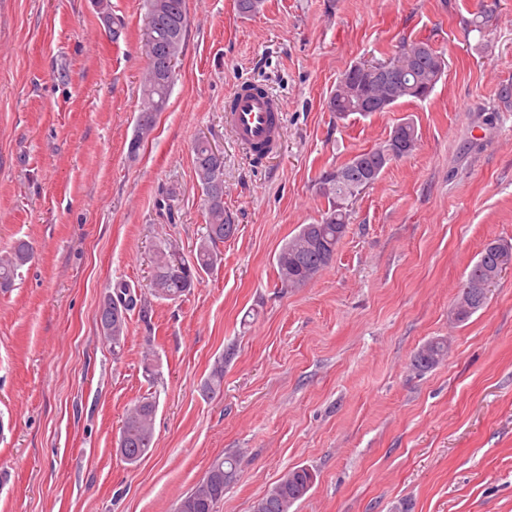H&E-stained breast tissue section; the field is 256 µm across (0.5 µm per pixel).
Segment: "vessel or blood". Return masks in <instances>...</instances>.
<instances>
[{"mask_svg":"<svg viewBox=\"0 0 512 512\" xmlns=\"http://www.w3.org/2000/svg\"><path fill=\"white\" fill-rule=\"evenodd\" d=\"M283 117L279 100L257 85L237 86L224 104V122L246 148L275 152L281 141Z\"/></svg>","mask_w":512,"mask_h":512,"instance_id":"1","label":"vessel or blood"}]
</instances>
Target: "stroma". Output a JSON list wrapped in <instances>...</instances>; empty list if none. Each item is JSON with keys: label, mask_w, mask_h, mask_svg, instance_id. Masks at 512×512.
Masks as SVG:
<instances>
[{"label": "stroma", "mask_w": 512, "mask_h": 512, "mask_svg": "<svg viewBox=\"0 0 512 512\" xmlns=\"http://www.w3.org/2000/svg\"><path fill=\"white\" fill-rule=\"evenodd\" d=\"M110 3L117 39L96 0H0V253L33 247L0 289V512H174L225 453L239 476L217 512H252L294 466L315 475L295 512H512V269L468 321L450 314L484 244L512 242V0H266L252 17L188 0L169 106L134 155L145 9ZM406 41L448 62L427 99L330 112L346 69ZM242 81L283 101L281 147L260 164L224 127ZM406 121L417 149L353 201L333 262L281 287V246L329 207L320 174ZM200 138L224 156L237 231L190 293L131 317L113 359L108 285L150 293L156 244L188 253L205 231ZM169 189L173 224L157 212ZM435 338L447 359L415 369ZM229 349L223 393L204 396ZM145 397L154 444L131 465L119 427Z\"/></svg>", "instance_id": "1"}]
</instances>
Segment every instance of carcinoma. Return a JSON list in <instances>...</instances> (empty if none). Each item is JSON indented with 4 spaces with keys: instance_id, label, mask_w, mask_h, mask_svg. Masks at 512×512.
I'll use <instances>...</instances> for the list:
<instances>
[{
    "instance_id": "cac0c4a2",
    "label": "carcinoma",
    "mask_w": 512,
    "mask_h": 512,
    "mask_svg": "<svg viewBox=\"0 0 512 512\" xmlns=\"http://www.w3.org/2000/svg\"><path fill=\"white\" fill-rule=\"evenodd\" d=\"M101 14L112 29V39H119L124 22L112 15L109 0H97ZM145 23L140 33L142 52L147 59V71L141 84L139 114L136 135L131 142L130 153H135L143 141L152 134L156 118L166 110L171 90L156 79L168 61V55L180 56L185 45L188 28L187 0H145ZM395 61L400 70L382 78L371 79L365 74L349 78L344 72L338 80V89L330 97V111L343 118L356 112L377 111V100L383 89L390 88L389 100L382 111L387 112L402 101L422 100L436 88L446 72V60L428 43L419 41L401 49ZM351 82H346V79ZM400 132L405 154H411L418 145V133L414 124L403 122L395 127ZM390 145H381L361 152L339 166L344 175L339 181L321 177L320 191L328 199L329 208L321 221L303 224L288 239L277 255L278 280L284 288H300L311 281L334 260L339 243L346 234L350 220L347 209L338 203L347 196L354 199L362 193L360 183L373 176L378 180L385 166L380 164V153ZM194 169L198 185L204 195L207 214L206 233L200 238L192 256L187 257L173 243L159 242L154 256L153 287L155 296L176 299L195 287L200 274L213 269L222 260L219 249L224 239L235 234L236 225L224 209V155L214 151L206 139H198L192 147ZM32 247L17 241L9 251L0 255V288L12 286L17 271L31 259ZM512 267V244L494 246L489 243L479 253L469 270L467 281L482 279L499 280L502 273ZM108 303L100 307L99 322L102 336L112 346V354L118 356L125 347L130 313L148 322L152 304L148 297L137 293L124 279L110 285L105 294ZM455 302L461 304L454 320L462 323L476 313L481 306L475 304L473 289H461ZM448 354V342L433 339L425 343L414 355L415 366L430 368L439 364ZM202 390L216 396L224 391V358L214 362L205 379ZM156 402L143 398L125 412L118 439L117 452L128 463H136L153 447V421ZM238 459L235 455L218 456L211 462L206 476L181 501L195 504L192 512H217L218 503L224 498V488L237 478ZM315 476L303 466L287 469L265 494L256 500L260 512H293L294 505L311 489Z\"/></svg>"
}]
</instances>
